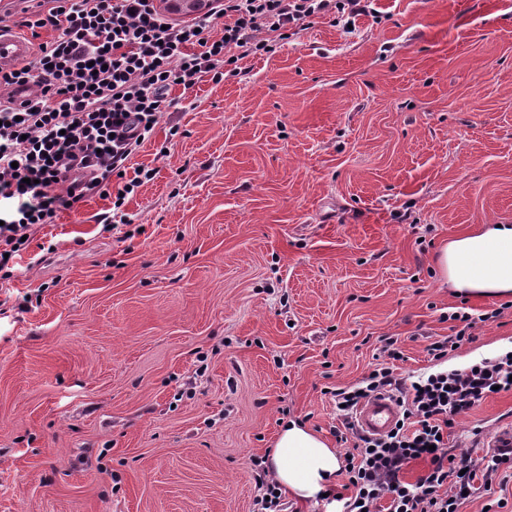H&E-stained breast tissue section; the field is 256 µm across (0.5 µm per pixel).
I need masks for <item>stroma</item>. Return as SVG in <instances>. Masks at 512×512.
<instances>
[{"mask_svg":"<svg viewBox=\"0 0 512 512\" xmlns=\"http://www.w3.org/2000/svg\"><path fill=\"white\" fill-rule=\"evenodd\" d=\"M268 40L174 90L124 219L92 195L34 226L0 288V512H252L286 422L352 452L323 389L382 338L417 378L512 352V298L436 265L512 224V0H372ZM451 307L502 314L436 360ZM510 428L501 393L450 442L480 458ZM459 512H512V469Z\"/></svg>","mask_w":512,"mask_h":512,"instance_id":"obj_1","label":"stroma"}]
</instances>
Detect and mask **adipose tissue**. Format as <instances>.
I'll return each instance as SVG.
<instances>
[{"label": "adipose tissue", "instance_id": "obj_1", "mask_svg": "<svg viewBox=\"0 0 512 512\" xmlns=\"http://www.w3.org/2000/svg\"><path fill=\"white\" fill-rule=\"evenodd\" d=\"M444 280L484 298L512 297V225L486 224L445 245L438 258ZM276 482L295 495L325 494L339 468L335 451L298 422L281 430L270 457Z\"/></svg>", "mask_w": 512, "mask_h": 512}]
</instances>
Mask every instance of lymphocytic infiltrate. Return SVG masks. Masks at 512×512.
<instances>
[{
	"label": "lymphocytic infiltrate",
	"mask_w": 512,
	"mask_h": 512,
	"mask_svg": "<svg viewBox=\"0 0 512 512\" xmlns=\"http://www.w3.org/2000/svg\"><path fill=\"white\" fill-rule=\"evenodd\" d=\"M0 16V29L28 30L38 41L31 61L0 71V88L28 83L33 98L15 108L0 104V202L10 205L0 222V282L12 276L10 261L24 249V235L89 195H125L153 170L139 168L123 179L133 153L149 139L163 112L175 103L176 87L192 88L203 77L224 80L225 66L270 52L265 32L302 27L329 11L360 15L362 0H213L192 22L172 23L155 0H19ZM448 313L451 335L430 342L433 359L453 345L472 341L478 324L498 318ZM384 359L357 383L331 387L341 428L339 441L354 438L345 458L348 476L342 512H458L477 485L491 487L501 467L512 469V447L491 458L450 454L448 431L495 391H512V355L410 380L397 374L403 353L394 338L384 340ZM396 398L400 425L369 437L354 424L357 408L380 394ZM427 471L415 481L405 473L415 461ZM257 512H288L281 487L266 459L251 458Z\"/></svg>",
	"instance_id": "1"
}]
</instances>
